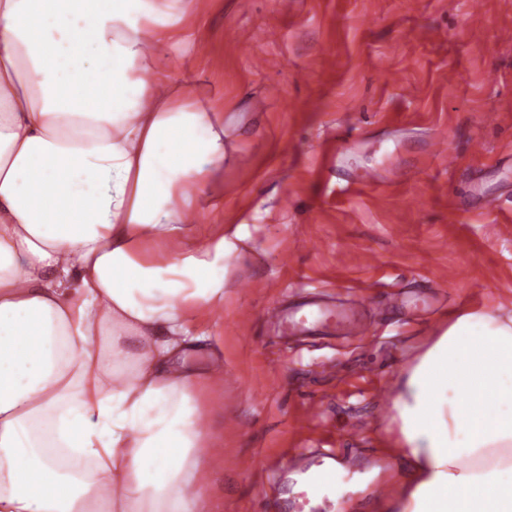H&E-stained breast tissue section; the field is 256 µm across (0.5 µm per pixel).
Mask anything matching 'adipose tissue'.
<instances>
[{"label": "adipose tissue", "instance_id": "ef3b65f1", "mask_svg": "<svg viewBox=\"0 0 512 512\" xmlns=\"http://www.w3.org/2000/svg\"><path fill=\"white\" fill-rule=\"evenodd\" d=\"M180 3L0 0V512H208L224 371L187 315L237 246L186 235L225 148L158 64ZM393 411L380 512H512V312L453 313Z\"/></svg>", "mask_w": 512, "mask_h": 512}]
</instances>
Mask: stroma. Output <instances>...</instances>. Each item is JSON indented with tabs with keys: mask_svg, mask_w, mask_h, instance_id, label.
Listing matches in <instances>:
<instances>
[{
	"mask_svg": "<svg viewBox=\"0 0 512 512\" xmlns=\"http://www.w3.org/2000/svg\"><path fill=\"white\" fill-rule=\"evenodd\" d=\"M203 36L161 60L224 114V165L193 231L241 229L224 312L190 314L224 349L209 425L219 458L211 512H293L303 475L283 452L330 440L359 461L337 494L375 512L399 482V428L380 380L397 386L478 303L512 309V0H185ZM496 71V85L486 82ZM412 86L413 97L403 89ZM493 111L497 121L485 123ZM349 143L325 172L337 133ZM446 139L458 163L428 153ZM487 148L471 157L474 142ZM377 172L375 188L345 191ZM500 209L485 213L486 201ZM368 252L374 263H356ZM408 299L389 309L383 299ZM315 297L356 309L372 331L284 334L275 306ZM318 415L306 419L307 406ZM357 434H348L349 425Z\"/></svg>",
	"mask_w": 512,
	"mask_h": 512,
	"instance_id": "35a3bbf8",
	"label": "stroma"
}]
</instances>
